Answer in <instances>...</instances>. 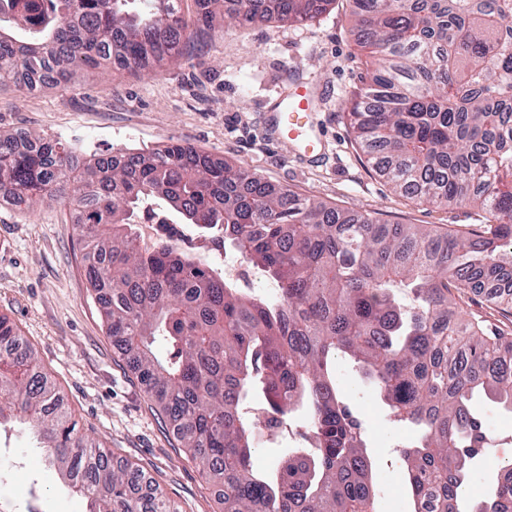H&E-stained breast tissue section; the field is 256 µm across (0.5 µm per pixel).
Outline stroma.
I'll use <instances>...</instances> for the list:
<instances>
[{
    "label": "stroma",
    "instance_id": "1",
    "mask_svg": "<svg viewBox=\"0 0 512 512\" xmlns=\"http://www.w3.org/2000/svg\"><path fill=\"white\" fill-rule=\"evenodd\" d=\"M353 0H335L318 17L283 26L198 30L182 55L149 74L77 68L71 82L34 92L0 84V132L59 139L89 155L152 148L185 140L214 157L244 163L269 183L347 212L369 213L390 224H429L440 230L483 223L482 211L419 203L393 191L355 144L345 104L361 86L373 59L358 43ZM304 79L323 94L314 114L325 146L319 160L277 143L265 122L288 84ZM490 330L512 333V309L487 302L483 289L459 302ZM0 314L35 349L79 422L81 434L143 469L180 512H220L209 485L165 416L148 399L129 358L107 335L81 263L74 208L44 199L18 210L0 200ZM344 399L363 422L366 452L377 486V512H411L406 470L399 455L413 434L395 422L370 381L344 359L336 361ZM472 408L491 440L473 464L470 495L485 493L487 478L512 462V413L480 396ZM302 416L276 442L257 436L253 467L275 471L300 445ZM19 466L0 497L20 498L37 512H86L85 501L48 470L39 449L7 427ZM33 497H25L26 487Z\"/></svg>",
    "mask_w": 512,
    "mask_h": 512
}]
</instances>
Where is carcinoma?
Instances as JSON below:
<instances>
[{"mask_svg":"<svg viewBox=\"0 0 512 512\" xmlns=\"http://www.w3.org/2000/svg\"><path fill=\"white\" fill-rule=\"evenodd\" d=\"M0 0V82L24 67L67 84L108 64L150 73L219 15L235 26L304 22L334 0ZM22 28L20 39L4 24ZM376 69L352 101L355 142L404 196L473 206L469 231L384 224L265 181L183 140L112 155L74 176L72 146L0 134V186L31 207L80 205L82 260L107 332L131 355L148 397L200 473L224 488V512H376L361 422L336 383V356L372 380L416 431L403 450L414 512H512V467L472 500L471 462L489 439L472 410L482 392L512 413V336L465 318L453 292L512 276V0H355ZM177 213L210 239L191 254L172 235L140 246V225ZM232 250L277 287L250 295L213 267ZM21 343L0 315V344ZM34 351L0 358V426H26L87 512H178L154 484L78 435ZM259 389L268 421L303 411L306 446L270 475L251 463Z\"/></svg>","mask_w":512,"mask_h":512,"instance_id":"carcinoma-1","label":"carcinoma"}]
</instances>
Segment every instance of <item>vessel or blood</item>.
<instances>
[{
	"label": "vessel or blood",
	"mask_w": 512,
	"mask_h": 512,
	"mask_svg": "<svg viewBox=\"0 0 512 512\" xmlns=\"http://www.w3.org/2000/svg\"><path fill=\"white\" fill-rule=\"evenodd\" d=\"M315 94L310 82H295L288 95L283 97L267 125L276 141L289 145L298 154L316 153L323 145V134L315 124Z\"/></svg>",
	"instance_id": "vessel-or-blood-1"
}]
</instances>
